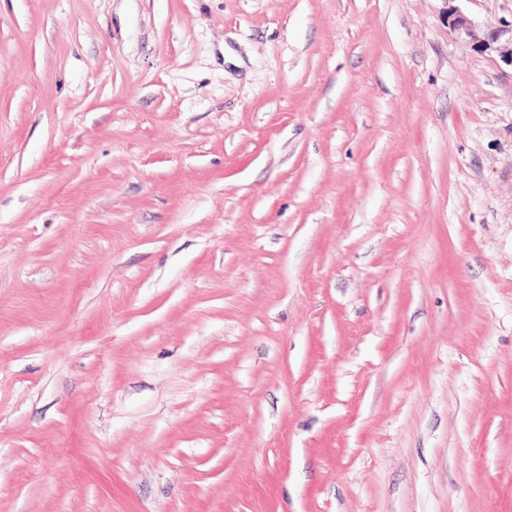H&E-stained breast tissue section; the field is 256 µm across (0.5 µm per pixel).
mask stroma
<instances>
[{
	"label": "stroma",
	"mask_w": 512,
	"mask_h": 512,
	"mask_svg": "<svg viewBox=\"0 0 512 512\" xmlns=\"http://www.w3.org/2000/svg\"><path fill=\"white\" fill-rule=\"evenodd\" d=\"M0 0V512H512V0Z\"/></svg>",
	"instance_id": "obj_1"
}]
</instances>
